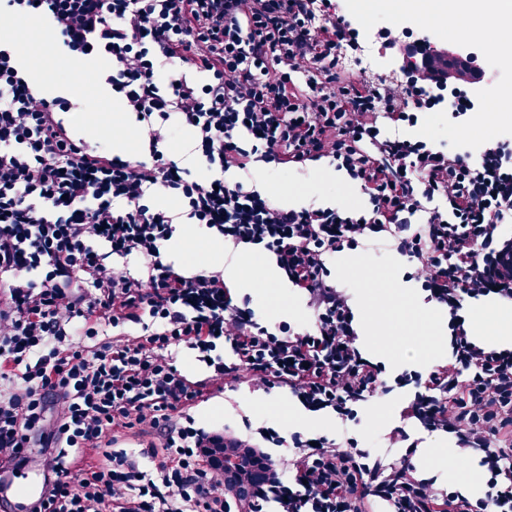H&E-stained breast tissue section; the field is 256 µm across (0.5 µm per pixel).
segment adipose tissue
I'll use <instances>...</instances> for the list:
<instances>
[{"mask_svg":"<svg viewBox=\"0 0 512 512\" xmlns=\"http://www.w3.org/2000/svg\"><path fill=\"white\" fill-rule=\"evenodd\" d=\"M399 9L432 16H490L512 35V0H364L363 16ZM474 331L482 339L512 347V309L498 306L480 311Z\"/></svg>","mask_w":512,"mask_h":512,"instance_id":"adipose-tissue-1","label":"adipose tissue"}]
</instances>
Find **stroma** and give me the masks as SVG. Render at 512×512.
Wrapping results in <instances>:
<instances>
[{
    "label": "stroma",
    "mask_w": 512,
    "mask_h": 512,
    "mask_svg": "<svg viewBox=\"0 0 512 512\" xmlns=\"http://www.w3.org/2000/svg\"><path fill=\"white\" fill-rule=\"evenodd\" d=\"M0 42L17 47L35 44L40 48L38 58L24 61L34 85L51 96L68 95L72 81L61 74L56 40L48 27L24 22L14 30L0 35ZM497 76L488 85L489 96L498 98L499 107L488 119L494 136L512 139V58L497 57ZM331 166L324 161L303 168L283 170L260 167L254 172L258 188L275 191L292 189L303 195V206H337L357 213L369 206V198L356 183H340L328 178ZM327 267L336 284L347 290L359 329L357 345L370 361L381 365L386 380L402 370L426 373L448 361V312L427 299L419 284L406 276L407 266L395 252L378 246L364 251L346 250L333 254ZM235 304L252 308L262 323L285 321L298 328L312 324L306 298L299 288L270 286L252 290L247 284H231ZM387 325L392 329L390 342L377 346L368 331L369 325ZM430 326L433 353L422 354L414 334L421 326ZM407 392L397 389L388 395L370 400L359 410L353 435L360 448L368 455L369 464H389L408 457L414 474L434 479L437 487L448 488L449 483L432 459L437 448L455 446V439L444 432L426 431L416 420L403 419L401 410ZM299 400L278 388L263 390L246 382H233L222 388L211 389L190 408L195 427L218 432L230 426L236 429L267 428L281 438L280 444L270 446L273 456L288 459L295 449L294 439L324 436L337 438L340 428L333 413L317 411L316 423L289 419Z\"/></svg>",
    "instance_id": "obj_1"
}]
</instances>
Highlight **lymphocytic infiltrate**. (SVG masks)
Masks as SVG:
<instances>
[{
  "instance_id": "f902f5d3",
  "label": "lymphocytic infiltrate",
  "mask_w": 512,
  "mask_h": 512,
  "mask_svg": "<svg viewBox=\"0 0 512 512\" xmlns=\"http://www.w3.org/2000/svg\"><path fill=\"white\" fill-rule=\"evenodd\" d=\"M24 20L48 24L62 60L104 62L96 76L138 122L145 153L124 160L76 139L59 115L82 109L77 94L36 90L0 46V379L14 387L0 400V465L55 451L32 512H226L232 483L240 512L269 500L284 512H372L379 499L393 512H512V350L472 336L462 314L468 302L512 304V237L497 232L512 222V143L452 156L409 133L443 105L452 123L478 119L472 82L419 71L383 88L352 79L346 62L362 33L334 0H0L1 33ZM174 116L194 129L177 160L164 148ZM320 160L360 183L366 212L287 208L229 175L258 161ZM201 161L203 179L192 175ZM182 224L216 230L231 250L272 254L304 291L313 329H269L233 304L209 266L163 263ZM383 235L449 315L447 364L395 378L415 388L404 414L454 434L457 466L480 452L478 500L437 493L404 460L379 473L325 437L276 460L264 443L195 427L187 412L208 384L245 378L354 420L382 389L381 369L356 345L354 313L326 258ZM101 241L108 252L96 250ZM114 255L134 257L138 270L115 268ZM130 323L140 336L126 338ZM101 324L111 339L63 345L69 331L97 336ZM221 343L233 361L212 360ZM182 345L211 361L209 383L175 365ZM127 429L163 448L156 478L126 458L111 469L86 460ZM223 446L250 456L230 483L210 459Z\"/></svg>"
}]
</instances>
